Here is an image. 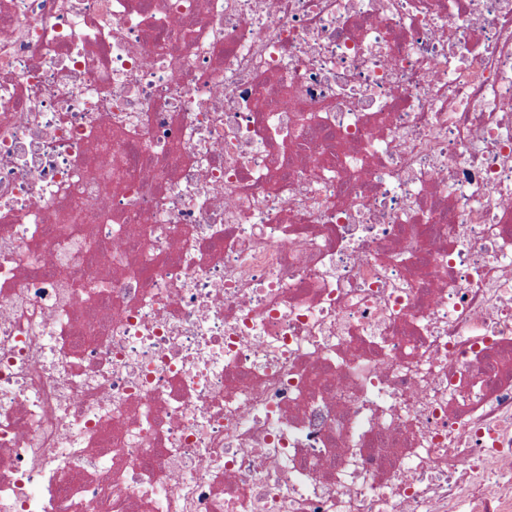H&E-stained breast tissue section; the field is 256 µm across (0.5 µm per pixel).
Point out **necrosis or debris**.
Masks as SVG:
<instances>
[{
    "label": "necrosis or debris",
    "mask_w": 512,
    "mask_h": 512,
    "mask_svg": "<svg viewBox=\"0 0 512 512\" xmlns=\"http://www.w3.org/2000/svg\"><path fill=\"white\" fill-rule=\"evenodd\" d=\"M0 512H512V0H0Z\"/></svg>",
    "instance_id": "1"
}]
</instances>
